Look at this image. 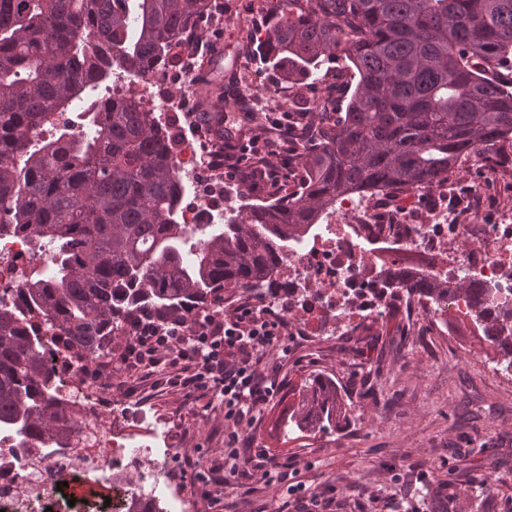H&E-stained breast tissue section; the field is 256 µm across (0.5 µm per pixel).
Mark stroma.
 Here are the masks:
<instances>
[{"instance_id": "stroma-1", "label": "stroma", "mask_w": 512, "mask_h": 512, "mask_svg": "<svg viewBox=\"0 0 512 512\" xmlns=\"http://www.w3.org/2000/svg\"><path fill=\"white\" fill-rule=\"evenodd\" d=\"M223 23L207 25V43L224 44L225 126L233 133L268 126L254 89L272 88L296 109V87L278 80L251 52L243 23L260 31L271 0H230ZM512 147L497 145L481 159L459 163L448 184L456 204L472 181L489 173L486 199L512 209ZM276 354L282 388L261 409L250 434L273 462L295 469L323 512H512V380L494 368L496 353L479 340L463 354L435 335L428 319L405 302L383 323H367L352 336H291ZM124 335L112 341L111 359L89 363L104 388L139 391L162 409L183 441L178 464L189 494L205 500L203 512H287L285 486L264 480L223 487L224 407L214 390L172 386L167 362L125 365ZM312 374L335 381L349 412L333 430H297L288 419Z\"/></svg>"}]
</instances>
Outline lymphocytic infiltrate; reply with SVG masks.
Wrapping results in <instances>:
<instances>
[{"instance_id": "lymphocytic-infiltrate-1", "label": "lymphocytic infiltrate", "mask_w": 512, "mask_h": 512, "mask_svg": "<svg viewBox=\"0 0 512 512\" xmlns=\"http://www.w3.org/2000/svg\"><path fill=\"white\" fill-rule=\"evenodd\" d=\"M288 334V324L278 312L258 313L244 306L235 317L221 322L176 318L161 329L142 324L127 338L126 346L151 360L175 356L172 385L218 390L224 402V425L229 429L226 453L232 461L224 472L225 483L245 486L262 476L287 485L297 497L295 512H316L318 497L303 495L295 472L284 466L263 470L265 454L253 451L249 434L260 407L281 390L269 354L284 347Z\"/></svg>"}]
</instances>
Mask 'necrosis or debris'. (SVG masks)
<instances>
[{
  "mask_svg": "<svg viewBox=\"0 0 512 512\" xmlns=\"http://www.w3.org/2000/svg\"><path fill=\"white\" fill-rule=\"evenodd\" d=\"M200 54H180L176 67L141 77L113 68L107 97L139 96L160 127L183 121L186 134L174 157L183 190L195 203L182 211L184 223L208 211L218 224L230 210L243 209L246 191L225 185L217 143L194 126ZM426 254L428 274L450 282L487 287L492 308L512 309V213L493 212L488 223L463 224L448 210L447 196L396 204L343 199L321 224L285 255L274 278L278 289L257 301L260 310L287 301L289 309L322 331L354 335L359 322L383 320L398 292L384 274L401 267L406 254ZM36 258L30 242L0 233V306L20 307L24 265ZM58 395L74 413L86 441L80 448H23L12 431L0 430V512H46L63 499L69 512H201L188 497L184 474L171 464L177 436L135 395L122 402L100 389L87 370L58 358L51 361ZM140 411L132 422L131 411Z\"/></svg>",
  "mask_w": 512,
  "mask_h": 512,
  "instance_id": "necrosis-or-debris-1",
  "label": "necrosis or debris"
}]
</instances>
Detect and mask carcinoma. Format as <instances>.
Instances as JSON below:
<instances>
[{"label":"carcinoma","instance_id":"1","mask_svg":"<svg viewBox=\"0 0 512 512\" xmlns=\"http://www.w3.org/2000/svg\"><path fill=\"white\" fill-rule=\"evenodd\" d=\"M211 11V0H0V228L53 248L21 300L78 364L110 357L112 334L204 312L225 289L262 298L288 246L339 198L443 187L463 159L512 142V0H276L256 51L280 80L302 87L342 57L358 81L344 105L313 100L324 127L288 149L304 175L287 202L222 224L180 222L173 138L133 96L85 113L81 135L64 125L41 138L103 66L149 75L176 65L175 45L196 52ZM464 286L420 277L408 293L440 304ZM466 287L468 316L512 372V309ZM303 387L297 428L327 430L348 413L336 382L311 375ZM52 391L39 335L0 307V429L24 448L77 438Z\"/></svg>","mask_w":512,"mask_h":512}]
</instances>
